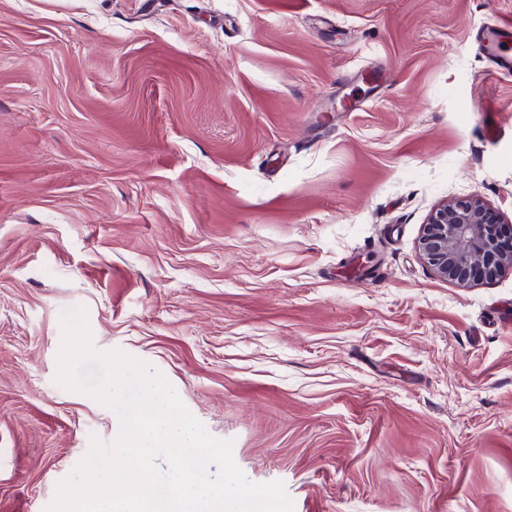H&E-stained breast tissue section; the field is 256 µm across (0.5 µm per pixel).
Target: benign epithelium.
<instances>
[{"label":"benign epithelium","instance_id":"7a95c632","mask_svg":"<svg viewBox=\"0 0 512 512\" xmlns=\"http://www.w3.org/2000/svg\"><path fill=\"white\" fill-rule=\"evenodd\" d=\"M501 218L478 196L445 202L429 215L416 248L438 278L468 287L512 271V245L499 235Z\"/></svg>","mask_w":512,"mask_h":512}]
</instances>
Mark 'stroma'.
I'll list each match as a JSON object with an SVG mask.
<instances>
[{
	"instance_id": "stroma-1",
	"label": "stroma",
	"mask_w": 512,
	"mask_h": 512,
	"mask_svg": "<svg viewBox=\"0 0 512 512\" xmlns=\"http://www.w3.org/2000/svg\"><path fill=\"white\" fill-rule=\"evenodd\" d=\"M512 0H0V512L116 415L64 310L149 362L294 512H512V271L416 242L512 222ZM512 27H495V28H489L484 34H483V41L486 42L487 47L492 50L494 53H496L498 56L504 58V62L499 60L500 66L503 68V70L508 71V73L511 72V68L507 67V61L511 59V56L504 53L503 45L504 40L508 39V34L511 31ZM500 216L478 196L445 202L429 215L416 248L438 278L468 287L512 271V241L500 239Z\"/></svg>"
}]
</instances>
